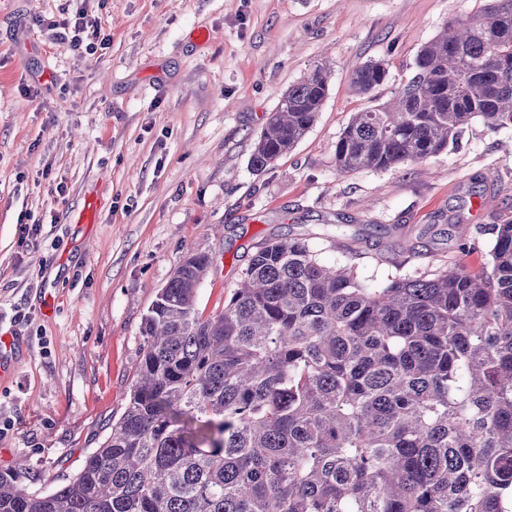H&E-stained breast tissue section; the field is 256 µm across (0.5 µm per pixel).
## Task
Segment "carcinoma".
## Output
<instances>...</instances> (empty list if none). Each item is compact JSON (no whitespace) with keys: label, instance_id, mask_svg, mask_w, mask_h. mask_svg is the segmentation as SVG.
I'll use <instances>...</instances> for the list:
<instances>
[{"label":"carcinoma","instance_id":"1","mask_svg":"<svg viewBox=\"0 0 512 512\" xmlns=\"http://www.w3.org/2000/svg\"><path fill=\"white\" fill-rule=\"evenodd\" d=\"M384 62L350 78L368 95ZM329 72L282 95L261 171L307 134ZM512 126V0L425 45L392 104L354 114L342 173L422 163L475 119ZM486 267L362 284L308 240L259 245L199 313L212 258L192 252L144 317L129 401L80 470L48 493L0 473V512H512V220Z\"/></svg>","mask_w":512,"mask_h":512}]
</instances>
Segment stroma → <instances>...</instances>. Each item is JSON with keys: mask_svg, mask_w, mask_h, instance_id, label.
<instances>
[{"mask_svg": "<svg viewBox=\"0 0 512 512\" xmlns=\"http://www.w3.org/2000/svg\"><path fill=\"white\" fill-rule=\"evenodd\" d=\"M487 3L0 0V331L24 341L0 381V472L44 493L80 469L123 412L142 319L189 252L213 258L197 294L206 316L257 246L284 236L371 287L486 266L490 225L512 219V126L473 120L442 153L389 170L339 172L335 146L448 21ZM80 8L109 38L83 57L51 27ZM370 60L388 79L356 95L351 74ZM316 63L330 85L313 126L253 170L269 114ZM89 193L101 208L87 238L72 218ZM21 223L40 230L19 238Z\"/></svg>", "mask_w": 512, "mask_h": 512, "instance_id": "stroma-1", "label": "stroma"}]
</instances>
